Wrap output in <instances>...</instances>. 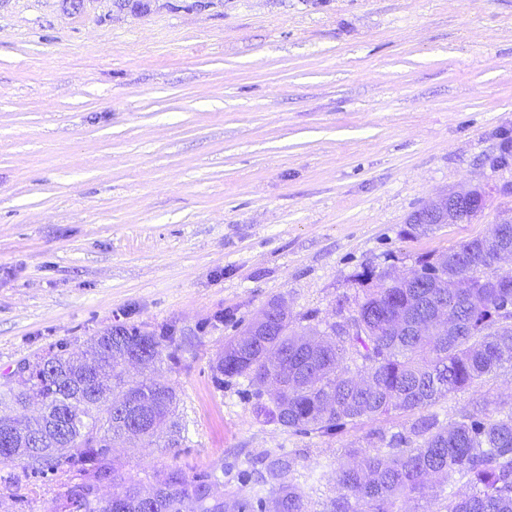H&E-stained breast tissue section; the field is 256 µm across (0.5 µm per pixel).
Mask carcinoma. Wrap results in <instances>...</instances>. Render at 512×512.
I'll return each mask as SVG.
<instances>
[{
	"label": "carcinoma",
	"instance_id": "1",
	"mask_svg": "<svg viewBox=\"0 0 512 512\" xmlns=\"http://www.w3.org/2000/svg\"><path fill=\"white\" fill-rule=\"evenodd\" d=\"M491 194L477 190L454 223L471 224ZM512 255V226L498 224L446 251L419 259L410 281H389L385 272L362 275L363 300L342 321L315 311L295 321L274 299L264 309L274 331L250 342L233 337L214 366L217 382L245 377L257 386L277 379L283 390L257 414L296 433L327 435L393 411H422L449 394L512 364V274L494 264ZM173 342L167 331L116 326L86 340V357L60 347L22 364L0 389V435L11 436L0 462L37 458L44 467L65 465L83 480L67 486L55 512L79 498L82 512H310L304 490L288 479L291 465L274 457L251 470L253 495L210 493L212 474L187 478L171 469L156 477L154 498L142 501L109 459L119 440L151 439L178 402L176 387L126 377L127 359L146 354L143 364L162 359ZM375 452L350 451L331 480L337 495L329 512H430L429 491L453 477L469 490L452 493L445 512H512V407L475 403L447 429L434 416L409 429L380 437ZM112 484V501L94 495L95 484Z\"/></svg>",
	"mask_w": 512,
	"mask_h": 512
}]
</instances>
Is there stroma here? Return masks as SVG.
I'll return each instance as SVG.
<instances>
[{"instance_id": "1", "label": "stroma", "mask_w": 512, "mask_h": 512, "mask_svg": "<svg viewBox=\"0 0 512 512\" xmlns=\"http://www.w3.org/2000/svg\"><path fill=\"white\" fill-rule=\"evenodd\" d=\"M512 0H0V384L23 360L116 325L171 329L187 439L118 445L124 477L179 468L240 490L284 456L312 512L345 450L415 421L332 435L257 415L212 365L271 299L334 318L360 276L484 235L408 236L435 194L512 182ZM512 403V367L430 409ZM77 472L0 462V512H54Z\"/></svg>"}]
</instances>
